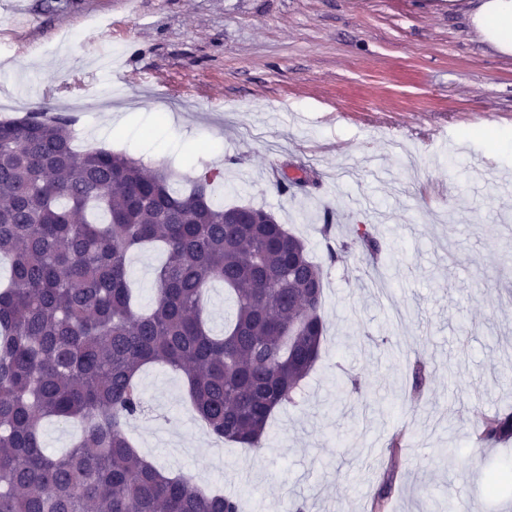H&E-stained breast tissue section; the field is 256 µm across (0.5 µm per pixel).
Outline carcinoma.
<instances>
[{
	"mask_svg": "<svg viewBox=\"0 0 512 512\" xmlns=\"http://www.w3.org/2000/svg\"><path fill=\"white\" fill-rule=\"evenodd\" d=\"M74 119L36 108L0 121V252L12 257L0 288V512H239L236 497L169 477L140 454L126 426L145 413L140 368L183 372L194 412L218 440L261 448L272 412L292 403L320 358L325 272L275 216L212 198L206 170L185 189L166 166L149 170L122 152L73 146ZM248 212L268 224H226ZM330 262L356 251L377 266L365 228L331 245ZM163 247L155 301L133 306L129 255ZM221 282L233 302L224 335L203 319L204 289ZM410 401L426 364L410 367ZM361 381H336V400ZM77 420L80 439L46 453L42 424ZM512 441V411L483 415L476 445ZM395 486L386 470L372 500L385 512Z\"/></svg>",
	"mask_w": 512,
	"mask_h": 512,
	"instance_id": "carcinoma-1",
	"label": "carcinoma"
}]
</instances>
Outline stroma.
I'll list each match as a JSON object with an SVG mask.
<instances>
[{"label":"stroma","mask_w":512,"mask_h":512,"mask_svg":"<svg viewBox=\"0 0 512 512\" xmlns=\"http://www.w3.org/2000/svg\"><path fill=\"white\" fill-rule=\"evenodd\" d=\"M482 2L0 0V90L54 114L77 102L94 132L130 110L129 134L101 145L184 178L220 171L217 199L271 211L328 267L320 358L262 449L201 439L184 376L143 368L148 412L127 432L163 472L224 489L242 512L291 498L369 512L384 467L388 512H512V488L487 491L494 468L512 469V442L474 448L480 415L512 408V54L477 28ZM36 51L48 61L31 72ZM158 101L177 144L156 125ZM327 211L335 238L363 224L381 240V266L330 263ZM162 260L157 248L130 258L139 309ZM418 356L429 379L416 409L405 396ZM344 370L364 387L340 404ZM401 429L406 447L385 457Z\"/></svg>","instance_id":"stroma-1"}]
</instances>
